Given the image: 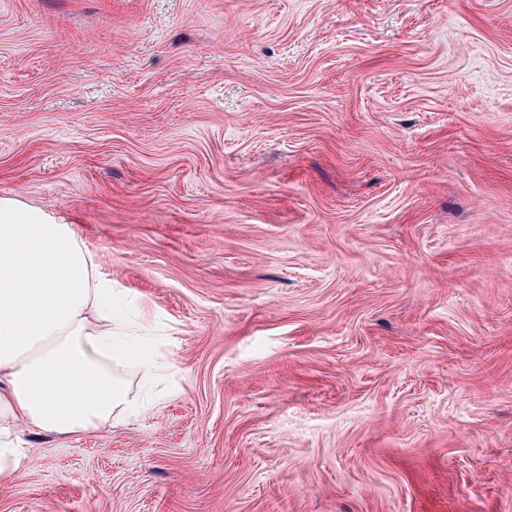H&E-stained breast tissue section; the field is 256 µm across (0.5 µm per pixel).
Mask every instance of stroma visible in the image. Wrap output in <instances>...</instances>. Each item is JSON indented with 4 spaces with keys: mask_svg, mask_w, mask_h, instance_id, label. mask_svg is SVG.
I'll list each match as a JSON object with an SVG mask.
<instances>
[{
    "mask_svg": "<svg viewBox=\"0 0 512 512\" xmlns=\"http://www.w3.org/2000/svg\"><path fill=\"white\" fill-rule=\"evenodd\" d=\"M0 198L160 379L0 512H512V0H0Z\"/></svg>",
    "mask_w": 512,
    "mask_h": 512,
    "instance_id": "obj_1",
    "label": "stroma"
}]
</instances>
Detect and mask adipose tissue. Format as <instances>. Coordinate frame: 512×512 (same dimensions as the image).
Listing matches in <instances>:
<instances>
[{"mask_svg":"<svg viewBox=\"0 0 512 512\" xmlns=\"http://www.w3.org/2000/svg\"><path fill=\"white\" fill-rule=\"evenodd\" d=\"M98 266L73 225L0 200V488L22 454L11 435L99 433L138 406L125 299Z\"/></svg>","mask_w":512,"mask_h":512,"instance_id":"obj_1","label":"adipose tissue"}]
</instances>
